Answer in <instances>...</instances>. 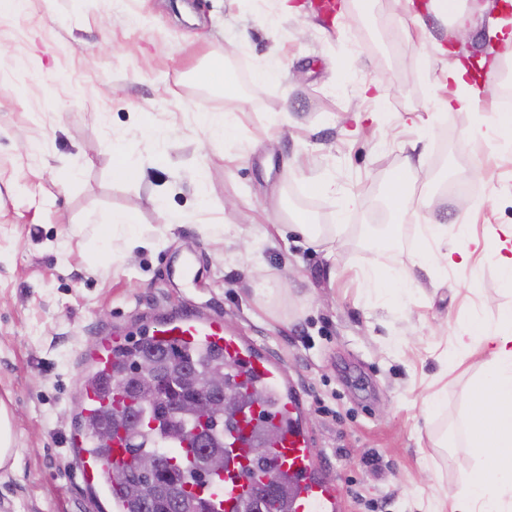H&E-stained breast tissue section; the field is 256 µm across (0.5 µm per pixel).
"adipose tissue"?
Segmentation results:
<instances>
[{"mask_svg": "<svg viewBox=\"0 0 512 512\" xmlns=\"http://www.w3.org/2000/svg\"><path fill=\"white\" fill-rule=\"evenodd\" d=\"M504 26L502 19L488 20V46L484 54L475 60H454L448 67L450 84L477 88L480 73L499 61L494 44L502 36ZM423 239L436 243L433 260L438 266L462 267L473 261L474 250L449 244L447 225H424ZM98 240L105 249L111 243H120L128 256L147 244L140 225L127 212L103 217L98 225ZM457 349L466 355L480 352L485 357L484 395L469 423V431L476 457L493 451L496 475L487 477L481 469L472 472L451 493L452 512H512V307L500 309L494 323L471 322L458 336Z\"/></svg>", "mask_w": 512, "mask_h": 512, "instance_id": "adipose-tissue-1", "label": "adipose tissue"}]
</instances>
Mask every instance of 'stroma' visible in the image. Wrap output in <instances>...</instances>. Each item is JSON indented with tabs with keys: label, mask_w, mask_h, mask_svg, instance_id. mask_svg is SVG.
<instances>
[{
	"label": "stroma",
	"mask_w": 512,
	"mask_h": 512,
	"mask_svg": "<svg viewBox=\"0 0 512 512\" xmlns=\"http://www.w3.org/2000/svg\"><path fill=\"white\" fill-rule=\"evenodd\" d=\"M454 30L396 0H349L337 18L282 17L272 0H19L0 11V401L17 448L0 468V512H93L64 464L82 360L98 336L133 342L191 310L222 316L282 363L344 512H441L479 462L468 423L484 359L457 358L456 338L512 306L492 252L446 270L422 243L433 220L468 221L481 240L512 225V150L464 136L494 112L505 74L484 70L469 107L445 110L456 89L438 45ZM214 56L239 96H200L192 73ZM274 65L280 79L255 80ZM201 111L235 114L237 138L208 142ZM145 126L163 152L140 145L145 178L114 179L113 141L138 142ZM397 180L415 199L403 216L386 208ZM315 181L335 195H311ZM461 183L469 192H452ZM349 194L357 206L335 254L294 231L297 212L335 224ZM115 209L150 246L117 259L100 247L90 220ZM169 211L182 224L166 227ZM187 255L191 275L173 276ZM374 266L412 271L415 288L389 299L365 278ZM261 288L277 300L263 305Z\"/></svg>",
	"instance_id": "35a3bbf8"
}]
</instances>
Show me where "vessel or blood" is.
Instances as JSON below:
<instances>
[{
	"instance_id": "obj_1",
	"label": "vessel or blood",
	"mask_w": 512,
	"mask_h": 512,
	"mask_svg": "<svg viewBox=\"0 0 512 512\" xmlns=\"http://www.w3.org/2000/svg\"><path fill=\"white\" fill-rule=\"evenodd\" d=\"M150 334L153 343L164 347L201 346L221 351L233 369L249 376L259 392V401L252 405L249 416L252 424L270 423L278 430L274 454L281 472L294 485L292 512H340L338 480L319 474L315 465L312 438L302 423L304 398L273 357L258 352L245 338L226 330L222 319L196 312L163 319ZM121 342L116 335L102 337L92 355L94 366L110 370L112 351ZM70 442L80 450L77 472L85 485L95 488L105 485L109 461L129 458L117 441L106 457L92 449L87 436H72ZM249 490L248 479L239 468L232 467L213 475L196 492L210 503L212 512H238V503Z\"/></svg>"
}]
</instances>
